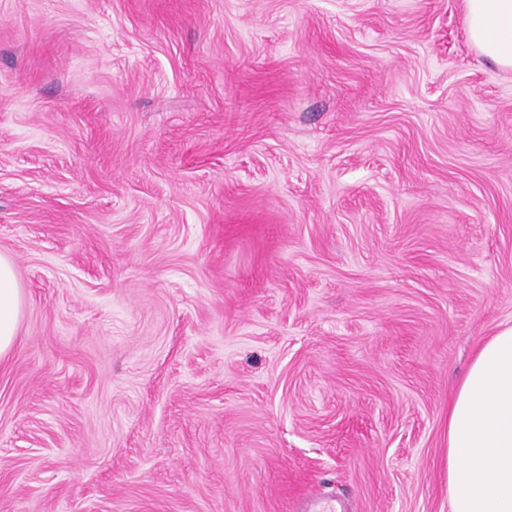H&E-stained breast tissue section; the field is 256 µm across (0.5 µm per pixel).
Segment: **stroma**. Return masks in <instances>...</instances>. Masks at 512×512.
I'll return each instance as SVG.
<instances>
[{
    "mask_svg": "<svg viewBox=\"0 0 512 512\" xmlns=\"http://www.w3.org/2000/svg\"><path fill=\"white\" fill-rule=\"evenodd\" d=\"M0 512H449L512 325V69L464 0H0ZM23 297L12 259L0 253V359L7 357L16 342Z\"/></svg>",
    "mask_w": 512,
    "mask_h": 512,
    "instance_id": "stroma-1",
    "label": "stroma"
}]
</instances>
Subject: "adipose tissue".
<instances>
[{
  "instance_id": "adipose-tissue-1",
  "label": "adipose tissue",
  "mask_w": 512,
  "mask_h": 512,
  "mask_svg": "<svg viewBox=\"0 0 512 512\" xmlns=\"http://www.w3.org/2000/svg\"><path fill=\"white\" fill-rule=\"evenodd\" d=\"M468 36L483 57L512 68V0H465ZM23 297L0 253V359L17 336ZM450 512H512V325L476 350L448 406Z\"/></svg>"
}]
</instances>
